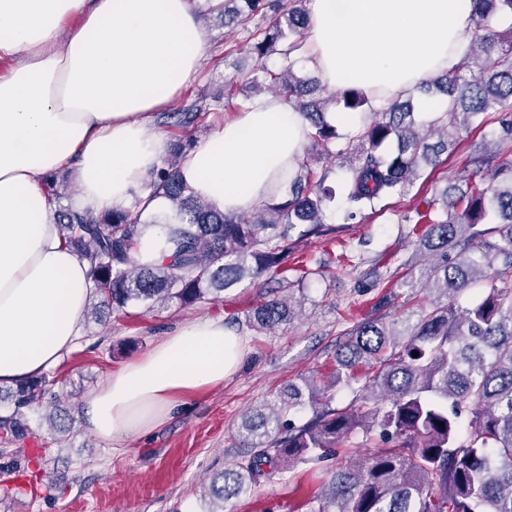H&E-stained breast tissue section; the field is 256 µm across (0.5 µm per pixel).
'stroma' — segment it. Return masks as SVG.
Here are the masks:
<instances>
[{"label":"stroma","instance_id":"obj_1","mask_svg":"<svg viewBox=\"0 0 512 512\" xmlns=\"http://www.w3.org/2000/svg\"><path fill=\"white\" fill-rule=\"evenodd\" d=\"M197 16L203 68L175 98V105L201 94L223 96L230 82L237 87V98L253 96L248 77L257 56L248 33L257 26L273 28L279 12L255 16L235 29L224 28L206 11ZM499 133L494 112L484 116L482 127L461 130L455 151L405 195L386 201L381 213L349 221L343 198H335L324 217L333 237L295 239L296 256L320 262L323 274L308 282L302 311L291 324L262 332L252 328L248 315L265 290L247 281L214 303L152 310L134 304L102 318L85 317L76 344L52 367L61 380L56 406L70 414L71 429L63 434L50 431L46 408L25 412L28 435L19 445L46 448L47 463L38 484L22 485L12 478L7 487H0V512H213L207 490L216 473L240 462L244 450L236 440L237 429L251 408L274 400L290 381L328 375L346 332L373 316V303L360 295L359 286L377 278L398 283L397 296L386 311L390 320L424 299L421 288L400 284L401 266L415 251L401 219L423 201L440 198L448 186L466 191V181L455 179V172L470 159L487 156ZM344 253L358 260L357 270H339ZM197 319L229 322L244 340L245 358L223 386L190 398L167 424L141 438L112 442L84 428L83 405L112 370L146 353L176 326ZM334 465L330 459L310 470L297 464L284 467L227 501L224 512H314Z\"/></svg>","mask_w":512,"mask_h":512}]
</instances>
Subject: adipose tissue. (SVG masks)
I'll list each match as a JSON object with an SVG mask.
<instances>
[{"label":"adipose tissue","instance_id":"adipose-tissue-1","mask_svg":"<svg viewBox=\"0 0 512 512\" xmlns=\"http://www.w3.org/2000/svg\"><path fill=\"white\" fill-rule=\"evenodd\" d=\"M473 14V0H312L310 53L330 89L383 103L454 68ZM202 60L190 0H0V61L11 64L0 76V386L41 376L74 346L94 290L46 177L75 163L83 211L166 208L150 185L165 151L151 119ZM307 131L281 98H258L187 152L180 175L224 213L250 211L287 185ZM244 357L221 322L178 327L112 371L83 423L112 441L146 435Z\"/></svg>","mask_w":512,"mask_h":512}]
</instances>
